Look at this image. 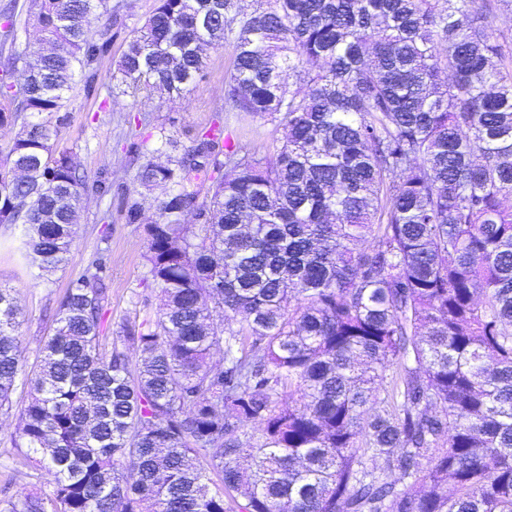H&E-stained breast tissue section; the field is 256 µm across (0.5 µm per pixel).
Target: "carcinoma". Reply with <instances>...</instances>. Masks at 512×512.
Here are the masks:
<instances>
[{"label": "carcinoma", "instance_id": "cac0c4a2", "mask_svg": "<svg viewBox=\"0 0 512 512\" xmlns=\"http://www.w3.org/2000/svg\"><path fill=\"white\" fill-rule=\"evenodd\" d=\"M104 3L30 0L50 54L0 11V71L25 72L0 82V127H22L0 158V224L25 226L42 271L68 260L70 213L102 190L54 141L110 40L112 17L87 26ZM502 8L512 0H157L112 95L180 99L227 43L224 111L287 133L263 155L220 125L165 164L135 151V181L166 188L144 254L161 304L111 348L104 256L66 290L33 364L0 288V410L24 376L12 441L55 478L0 512H512Z\"/></svg>", "mask_w": 512, "mask_h": 512}]
</instances>
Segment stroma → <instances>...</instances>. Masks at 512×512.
I'll return each instance as SVG.
<instances>
[{
    "mask_svg": "<svg viewBox=\"0 0 512 512\" xmlns=\"http://www.w3.org/2000/svg\"><path fill=\"white\" fill-rule=\"evenodd\" d=\"M108 4L117 22L108 51L97 66L98 84L94 92L80 89L71 97L64 108L68 119L59 126L55 140L57 149L68 150L74 164L89 179L103 182L105 190L85 196L68 263L43 275L26 257L22 225L0 224V285L14 291L21 309L19 345L31 362L38 356L41 338L53 328L59 300L71 283L85 274L97 253L106 257L110 288L104 335L114 336L124 319L143 313L145 306H157V299L142 283L146 271L143 255L145 228L156 218V200L163 191L133 183L129 151L136 143L154 150L157 162H166L172 153L166 139L188 147L224 117V77L231 61L225 46L208 51L201 80L182 98L171 101L157 92L109 97L105 85L115 72L129 34L143 25L156 0H108ZM134 202L141 215L132 223L127 210ZM12 401L11 413H0V486L10 485L15 493L33 487L51 491L52 474L23 466L10 442L17 413L28 401L26 389H17Z\"/></svg>",
    "mask_w": 512,
    "mask_h": 512,
    "instance_id": "obj_1",
    "label": "stroma"
}]
</instances>
